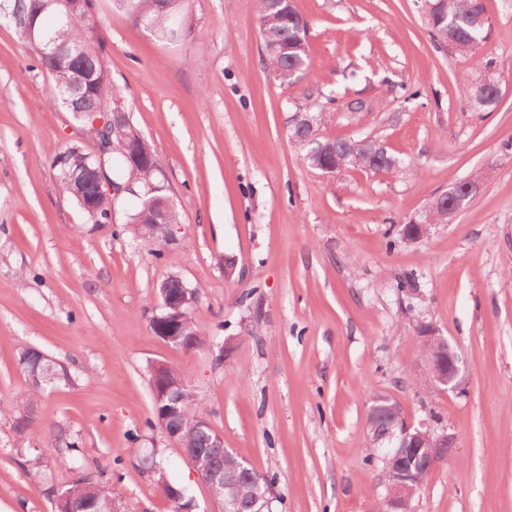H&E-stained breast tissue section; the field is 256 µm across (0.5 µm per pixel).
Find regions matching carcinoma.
Wrapping results in <instances>:
<instances>
[{
  "label": "carcinoma",
  "mask_w": 512,
  "mask_h": 512,
  "mask_svg": "<svg viewBox=\"0 0 512 512\" xmlns=\"http://www.w3.org/2000/svg\"><path fill=\"white\" fill-rule=\"evenodd\" d=\"M5 7L9 15L17 16L22 25L16 27V32L22 41L27 44L37 56L40 68L49 74L52 81L51 95L47 104L58 105L67 97L69 84L74 80L82 68L93 73L94 88L90 96L75 104L67 106V110L75 112H99L105 105L126 103L124 91L112 82L110 68L104 52V41L101 25L95 20L93 11L83 9L78 4L71 11H66L61 4L49 5L45 0H7ZM112 8L125 13L137 26H145L151 31V36L163 41L167 31L180 26L189 33L193 29L189 12L184 3H172V0H112ZM278 16V21L267 25L264 19L270 13ZM426 23L434 41L450 49L454 54L472 60L476 69L489 68L479 54L482 42L488 37L491 23L486 16L485 4L480 0H452L447 13L437 8L425 9ZM259 30L262 40V52L270 75L279 81L280 85L288 86L298 79L309 68V49L306 40L307 24L298 14L290 0H261L259 10ZM64 26L67 43L76 49V52L46 56L47 42L59 26ZM500 97L497 82L491 78L478 76L475 78L470 106L476 112H490L498 103ZM315 119L312 125H292L289 127V138L299 145H306L308 141H315L317 152L307 153L311 167L321 170L325 165L341 164L347 167H358L370 172H388L395 175L404 174L411 169V164L404 162L388 151H377L372 144L359 145L351 139H320L318 138V116L311 114ZM130 129L124 133L112 135V151L103 158L102 171L107 178L118 185L132 183L138 194L124 193L119 202L127 208L128 224H177L179 214L171 197L166 193L164 183L161 182L162 164L158 155H153V165L150 168L134 167L128 159L129 146L134 139L129 137ZM88 158L92 167L98 165V160L91 156V151L84 142L76 140L66 146L61 152L55 154L50 162L56 180L62 191L74 202H79L78 195L91 187L94 176L88 174L82 183L73 181L68 176L71 166L79 159ZM468 180L456 182L448 189L444 201L439 205V221L444 222L445 212H455L460 202L470 200L467 192ZM115 209V203L109 199H99L97 210L87 212V220L93 224H106ZM165 230L159 228L154 236L142 240V245L148 248L149 253L156 259L163 257ZM69 379L67 369L58 364L53 368L52 380L34 382L31 388L20 395L19 404L25 409L33 405L34 397L46 387L57 382ZM179 416L185 425L186 438L195 448H203L214 458L224 455V449L216 448L210 442L209 435L199 432L195 428V419L202 415L196 404L194 393L187 389L177 399ZM417 457L413 466L412 481L415 487H420L431 474L426 466L423 452L416 454L410 452L408 457ZM153 480L162 495L171 501V512H179L188 507L192 498L183 493L177 499L171 495L172 482L163 470L153 475ZM275 485V480L267 476L261 482H252L246 478L241 479V485L227 487L224 495H241L252 498L261 494L266 486ZM69 499L77 506L84 504H97L101 512H108L105 491L89 472H80L78 477L66 488Z\"/></svg>",
  "instance_id": "obj_1"
}]
</instances>
